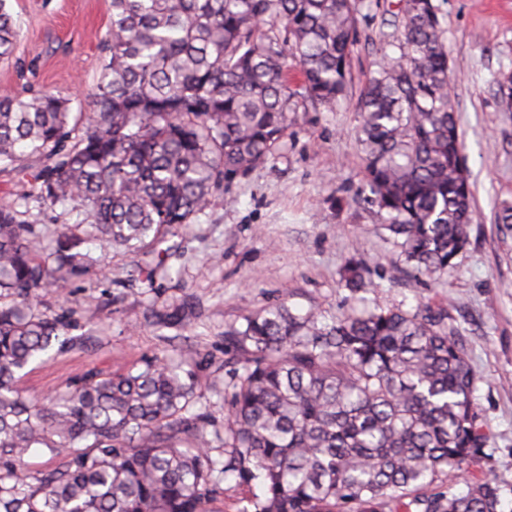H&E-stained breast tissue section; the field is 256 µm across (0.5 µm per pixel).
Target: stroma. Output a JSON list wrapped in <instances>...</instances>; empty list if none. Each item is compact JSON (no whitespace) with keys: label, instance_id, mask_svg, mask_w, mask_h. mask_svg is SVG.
Instances as JSON below:
<instances>
[{"label":"stroma","instance_id":"obj_1","mask_svg":"<svg viewBox=\"0 0 512 512\" xmlns=\"http://www.w3.org/2000/svg\"><path fill=\"white\" fill-rule=\"evenodd\" d=\"M394 0H357L358 37L348 94L338 108L307 104L267 162L225 185L166 259L168 275L146 281L134 255L107 238L90 243L96 265L71 284L90 342L27 369L20 386L46 399L90 370L123 371L152 355H185L205 389L208 411L223 419L218 389L235 367L224 335L244 315L278 303L331 320L352 309L447 308L476 377L473 402L487 436L477 464L457 489L485 473L512 512V104L498 81L512 73V0H433L448 46L452 92L473 191L470 243L443 279L406 269L375 207L361 192L358 98L380 53ZM21 29L17 62L0 63V89H49L87 109L98 77L110 0H10ZM364 258L370 287L354 291L339 271ZM186 306L185 329L155 330L153 303Z\"/></svg>","mask_w":512,"mask_h":512}]
</instances>
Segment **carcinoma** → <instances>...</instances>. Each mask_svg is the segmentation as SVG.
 <instances>
[{
	"instance_id": "carcinoma-1",
	"label": "carcinoma",
	"mask_w": 512,
	"mask_h": 512,
	"mask_svg": "<svg viewBox=\"0 0 512 512\" xmlns=\"http://www.w3.org/2000/svg\"><path fill=\"white\" fill-rule=\"evenodd\" d=\"M90 111L50 90H0V512H214L232 479L259 492L238 512H498L499 487L454 476L485 447L475 375L443 308H373L332 323L280 304L227 333L237 368L224 425L199 407L192 370L145 359L89 372L47 400L19 388L32 363L84 330L70 280L93 264L83 239L163 255L224 184L274 155L303 104L347 92L357 0H111ZM360 94L358 145L371 203L400 261L436 278L466 247L472 190L462 161L444 31L433 0H398ZM19 28L0 0V61ZM302 80L294 85L289 72ZM72 204L44 255L25 211ZM368 268L342 279L362 288ZM53 288L59 311L34 300ZM157 328L190 321L151 307ZM81 335H76V332ZM39 448L65 462L28 460Z\"/></svg>"
}]
</instances>
